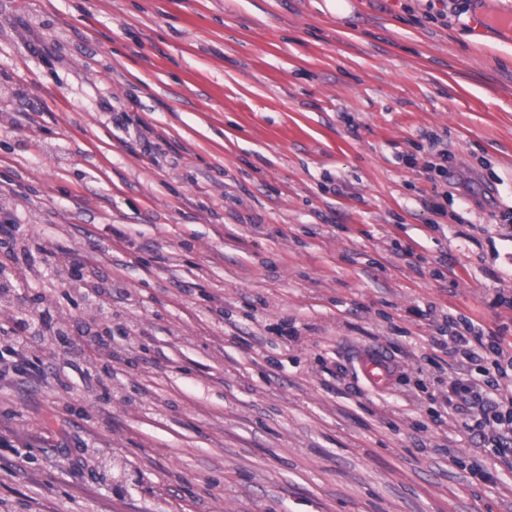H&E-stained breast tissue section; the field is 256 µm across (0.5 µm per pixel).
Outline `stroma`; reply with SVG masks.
I'll return each mask as SVG.
<instances>
[{"label":"stroma","instance_id":"obj_1","mask_svg":"<svg viewBox=\"0 0 512 512\" xmlns=\"http://www.w3.org/2000/svg\"><path fill=\"white\" fill-rule=\"evenodd\" d=\"M506 8L0 0V212L60 246L30 292L72 332L0 372V512H512L433 399L445 313L512 357Z\"/></svg>","mask_w":512,"mask_h":512}]
</instances>
